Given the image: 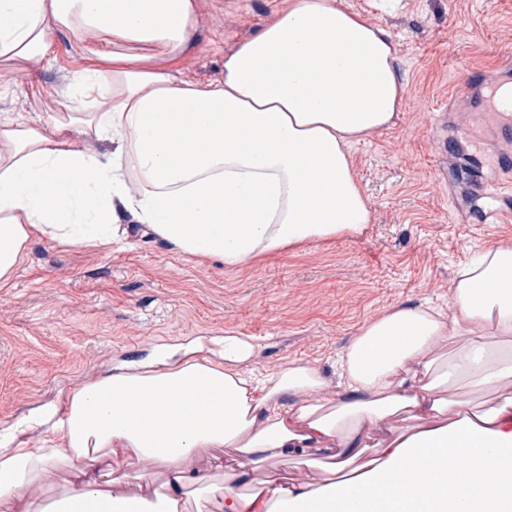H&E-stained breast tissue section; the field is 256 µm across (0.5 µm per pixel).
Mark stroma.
<instances>
[{"mask_svg":"<svg viewBox=\"0 0 512 512\" xmlns=\"http://www.w3.org/2000/svg\"><path fill=\"white\" fill-rule=\"evenodd\" d=\"M282 0H202L196 45L179 60L183 79L224 75V55L253 37ZM369 12L399 45L406 93L398 121L351 149L371 220L342 235L230 267L175 253L132 231L128 245L98 250L31 244L0 288V431L55 414L85 384L134 371L163 355L221 360L224 340L249 348L239 370L262 377L295 362L336 381V356L384 310L447 306L456 270L476 251L512 240V163L503 130L477 112L466 81L482 84L512 53V0H400ZM96 31L55 32L54 52L18 63L0 89V116L33 125L63 111V78L86 63ZM67 468L37 484L36 512H61Z\"/></svg>","mask_w":512,"mask_h":512,"instance_id":"stroma-1","label":"stroma"}]
</instances>
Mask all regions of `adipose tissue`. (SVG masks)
Instances as JSON below:
<instances>
[{
	"label": "adipose tissue",
	"mask_w": 512,
	"mask_h": 512,
	"mask_svg": "<svg viewBox=\"0 0 512 512\" xmlns=\"http://www.w3.org/2000/svg\"><path fill=\"white\" fill-rule=\"evenodd\" d=\"M200 0H0V86L9 62L46 56L55 31L93 29L94 67L45 125L0 118V285L36 240L111 248L132 225L176 252L228 266L370 222L353 144L394 125L405 94L397 45L344 0H283L224 57L222 79L181 78ZM110 141L79 150L72 132ZM136 177L137 195L126 189ZM224 360H158L84 385L51 435L0 452V512H33L36 478L71 469L66 512H178L200 472L220 480L190 512H512V242L483 249L447 310L397 307L366 322L343 379L290 364L263 386ZM492 400H459V384ZM231 449L222 460L218 449ZM301 477L239 486L285 458ZM150 460L159 488L113 461Z\"/></svg>",
	"instance_id": "adipose-tissue-1"
}]
</instances>
